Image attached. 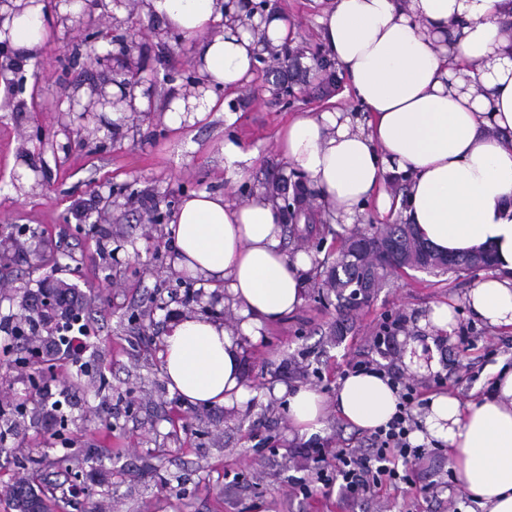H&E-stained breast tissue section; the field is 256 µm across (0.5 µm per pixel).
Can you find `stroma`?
<instances>
[{
    "label": "stroma",
    "mask_w": 512,
    "mask_h": 512,
    "mask_svg": "<svg viewBox=\"0 0 512 512\" xmlns=\"http://www.w3.org/2000/svg\"><path fill=\"white\" fill-rule=\"evenodd\" d=\"M299 25L296 51L323 50L317 18L322 0H269ZM154 63L157 94L139 126L104 113L82 148L65 151L55 110L58 77L71 42L51 30L38 63L18 65L24 86L0 80V328L19 322L24 290L60 283L74 286L89 328L82 375L70 360L22 366L23 342L0 343V512H14L5 495L19 478L33 487L55 483V512H482L452 485V462L442 443L425 438L410 471L412 485H385L360 499L339 487L304 495L319 465L315 449L367 448L369 431L334 410L350 363L365 360L413 383L422 396L450 392L467 400L487 392L490 371L512 368V328L493 329L476 319L463 298L481 279L407 269L390 276L366 306L340 322L336 297L306 285L302 304L244 340L243 404L191 405L167 386L161 352L170 325L198 316L236 331L223 286L173 267L176 249L154 210L176 212L182 199L222 191L235 201L285 173L274 151L281 126L300 112L351 107L347 81L326 86L313 75H291L295 99L223 89L224 107L172 128L167 98L182 92L190 55L174 42L142 39ZM39 82H32V74ZM234 140L252 158L244 179L224 168V142ZM456 306L453 335H431L422 325L433 306ZM403 328L386 349L376 336L387 317ZM431 340L442 367L422 373L403 362L406 340ZM308 385L330 411L311 436L294 433L275 386ZM63 403L51 420L27 419L11 428L17 405Z\"/></svg>",
    "instance_id": "stroma-1"
}]
</instances>
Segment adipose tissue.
Instances as JSON below:
<instances>
[{"mask_svg":"<svg viewBox=\"0 0 512 512\" xmlns=\"http://www.w3.org/2000/svg\"><path fill=\"white\" fill-rule=\"evenodd\" d=\"M75 11L61 2L50 15L39 2L1 23L0 41L31 61L54 16ZM146 11L192 43L193 65L210 85L249 82L255 45L223 21L221 0H148ZM218 21L220 34L212 31ZM319 22L326 55L360 109L289 120L276 138L288 170L304 177L330 223L356 224L374 198L401 209L404 223L440 253L488 251L493 272L465 301L489 326L512 327V0H329ZM396 178L405 186L398 203L381 191ZM166 232L180 272L223 284L238 334L258 336L302 303L311 261L287 253L279 203L269 196L191 195ZM234 337L208 319L173 323L163 352L169 389L195 405L244 401ZM273 393L286 397L295 433L323 427L327 405L315 389ZM397 404L380 373L350 374L336 394L337 414L362 429L386 424ZM424 426L447 445L461 491L483 512H512V369L467 403L432 395Z\"/></svg>","mask_w":512,"mask_h":512,"instance_id":"adipose-tissue-1","label":"adipose tissue"}]
</instances>
